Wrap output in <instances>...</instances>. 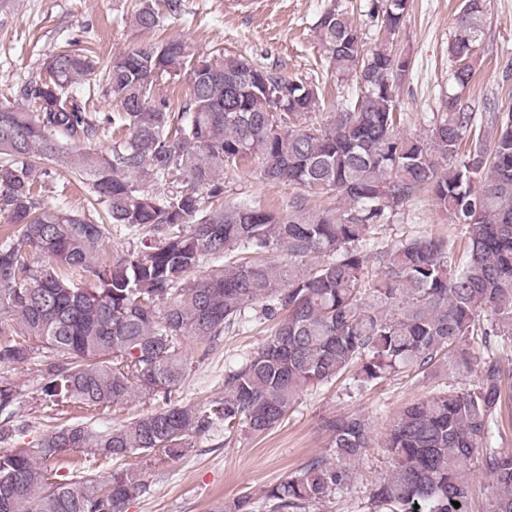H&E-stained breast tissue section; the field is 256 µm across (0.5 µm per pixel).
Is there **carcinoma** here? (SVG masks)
<instances>
[{
  "label": "carcinoma",
  "instance_id": "1",
  "mask_svg": "<svg viewBox=\"0 0 512 512\" xmlns=\"http://www.w3.org/2000/svg\"><path fill=\"white\" fill-rule=\"evenodd\" d=\"M183 7L138 0L135 23L152 32ZM378 10L386 47L366 48L344 11L318 20L330 67L358 88L325 123L315 121L317 85L236 55L195 60L180 107L154 98L157 80L188 62L178 38L119 52L103 71L64 46L21 85L18 102H0V215L16 228L0 236V370L41 363L49 409L165 403L104 430L61 424L36 448H8L22 394L0 374V512H123L148 492L141 469L73 482L48 464L67 451L173 460L218 425L267 433L308 387L343 377L361 391L423 375L445 355L476 372L477 386L399 412L386 437L392 469L370 492L369 512H473L475 458L492 480L486 512H512V449L492 443L505 400L498 337L512 324V113L490 103L477 112L450 95L425 139L400 136L394 82L410 62L392 38L407 0H382ZM483 15V0H465L452 57L471 56ZM101 82L112 113L87 110L79 92ZM103 139L107 150L92 147ZM254 158L266 182L334 192L347 207L284 220L224 202V179ZM55 166L88 185L90 208L44 203L37 171ZM423 190L465 226L464 254L433 235L370 249V230ZM120 229L132 252L99 261ZM274 252L288 261L268 259ZM206 259L216 266L193 278ZM370 263L380 270L371 281ZM262 319L272 332L224 376V397L206 410L171 404L188 369L183 338L213 342ZM324 424L332 454L266 490L267 512H323L348 488L371 429L356 413ZM252 508L242 495L215 512Z\"/></svg>",
  "mask_w": 512,
  "mask_h": 512
}]
</instances>
